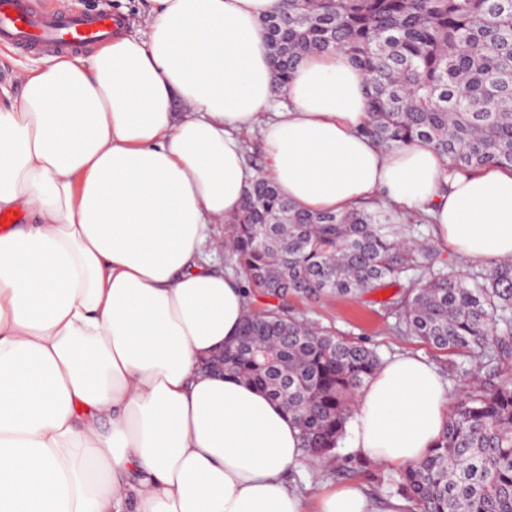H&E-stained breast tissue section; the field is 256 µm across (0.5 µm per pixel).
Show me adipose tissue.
I'll return each mask as SVG.
<instances>
[{
	"instance_id": "1",
	"label": "adipose tissue",
	"mask_w": 512,
	"mask_h": 512,
	"mask_svg": "<svg viewBox=\"0 0 512 512\" xmlns=\"http://www.w3.org/2000/svg\"><path fill=\"white\" fill-rule=\"evenodd\" d=\"M283 0H145L89 54L22 71L0 99V512H373L364 485L298 492L300 431L263 390L204 369L249 305L213 266L214 227L266 174L308 210L377 196L427 215L472 263L512 259V171L443 185L445 158L360 132L363 74L340 52L293 70L277 108L265 20ZM448 381L386 359L350 446L402 469L440 438ZM246 158L250 165L257 170H262L267 164V154L263 145L259 128L244 136Z\"/></svg>"
}]
</instances>
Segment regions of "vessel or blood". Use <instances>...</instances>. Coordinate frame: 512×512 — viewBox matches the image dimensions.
<instances>
[{
  "instance_id": "b4317fda",
  "label": "vessel or blood",
  "mask_w": 512,
  "mask_h": 512,
  "mask_svg": "<svg viewBox=\"0 0 512 512\" xmlns=\"http://www.w3.org/2000/svg\"><path fill=\"white\" fill-rule=\"evenodd\" d=\"M117 20L107 11L62 18L38 11L32 0H0V44L53 56L95 44L111 35Z\"/></svg>"
}]
</instances>
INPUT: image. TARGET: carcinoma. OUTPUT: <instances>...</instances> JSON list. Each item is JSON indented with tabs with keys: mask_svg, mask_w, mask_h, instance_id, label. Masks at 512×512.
Wrapping results in <instances>:
<instances>
[{
	"mask_svg": "<svg viewBox=\"0 0 512 512\" xmlns=\"http://www.w3.org/2000/svg\"><path fill=\"white\" fill-rule=\"evenodd\" d=\"M265 25L277 92L303 56L342 52L366 78L372 120L362 133L373 142L425 143L451 176L490 163L512 169V0H285ZM401 221L379 206L304 212L262 176L233 220L229 258L246 293L269 302L224 348V374L285 407L306 463L333 458L380 358L288 316V297H359L397 281L415 253L421 279L386 301L397 330L449 352L512 356V261L446 274L431 247L404 240ZM395 495L411 512H512V382L455 401Z\"/></svg>",
	"mask_w": 512,
	"mask_h": 512,
	"instance_id": "carcinoma-1",
	"label": "carcinoma"
}]
</instances>
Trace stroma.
Instances as JSON below:
<instances>
[{
    "label": "stroma",
    "mask_w": 512,
    "mask_h": 512,
    "mask_svg": "<svg viewBox=\"0 0 512 512\" xmlns=\"http://www.w3.org/2000/svg\"><path fill=\"white\" fill-rule=\"evenodd\" d=\"M35 3L63 15L74 11L93 13L107 8L117 14H126L132 23L138 21L142 10L139 0H35ZM409 286V281L403 279L392 287L358 298L315 302L292 297L288 300V311L290 315L308 319L319 328L355 341L367 342L376 349L380 358L406 352L420 355L434 363L446 376L449 394L454 399L464 396L477 382L499 384L512 381V358L493 362L481 354L464 356L450 353L397 331V318L385 302ZM399 477V471L377 465L346 447L339 448L338 458L332 467L308 464L294 474L295 482L302 491L318 479L332 483L360 480L378 499L388 498Z\"/></svg>",
    "instance_id": "1"
}]
</instances>
